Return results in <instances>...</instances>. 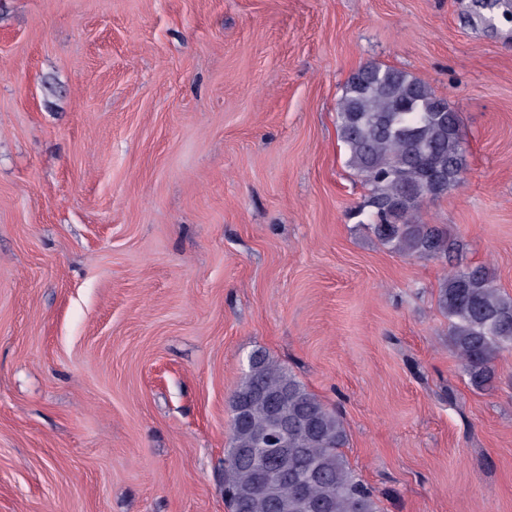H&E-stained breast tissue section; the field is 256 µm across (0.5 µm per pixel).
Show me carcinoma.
<instances>
[{
    "instance_id": "1",
    "label": "carcinoma",
    "mask_w": 512,
    "mask_h": 512,
    "mask_svg": "<svg viewBox=\"0 0 512 512\" xmlns=\"http://www.w3.org/2000/svg\"><path fill=\"white\" fill-rule=\"evenodd\" d=\"M336 128L368 191V226L378 241L404 258L450 261L458 240L446 226L421 219L427 201L466 182L461 121L448 101L423 79L370 62L347 80ZM438 307L469 384L493 387L494 362L512 350V295L497 288L488 268L453 265L440 283ZM230 409L224 499L231 512H380L342 451V417L269 355L250 357ZM284 419L280 448H259L257 437L278 435Z\"/></svg>"
}]
</instances>
